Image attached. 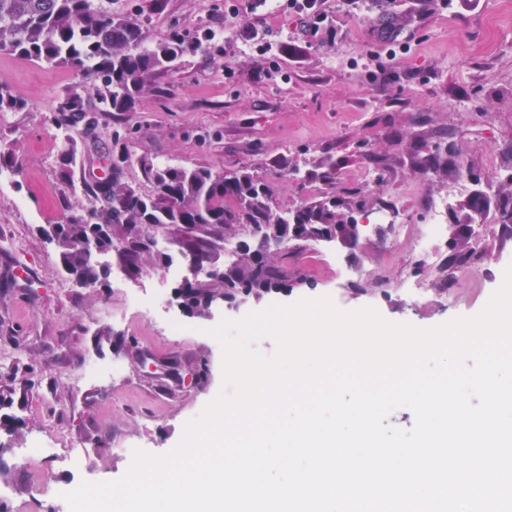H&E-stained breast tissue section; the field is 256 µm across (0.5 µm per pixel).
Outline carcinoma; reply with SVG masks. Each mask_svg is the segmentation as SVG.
Listing matches in <instances>:
<instances>
[{
    "label": "carcinoma",
    "instance_id": "carcinoma-1",
    "mask_svg": "<svg viewBox=\"0 0 512 512\" xmlns=\"http://www.w3.org/2000/svg\"><path fill=\"white\" fill-rule=\"evenodd\" d=\"M188 49L184 37L174 32L165 41L146 42L141 24L112 12L110 0H0V50L61 64L95 85L97 104L111 112H132L140 97L153 90V78ZM91 102L79 92L63 96L51 120L59 130L86 123L94 116ZM111 157L112 175L90 185V204L78 205L61 224L53 226L52 240L63 269L77 280L101 284L107 273L97 265L94 252L83 240L96 239V247L112 249L115 241L131 239L136 226L164 229L180 254L211 266L209 275L183 285V298L199 315L211 302L231 292L262 297L278 291L287 267L270 250L256 257L251 246L240 248L228 266L215 258L224 240L236 236L242 224H256L270 234L286 218L271 208L273 188L249 170L215 174L205 167L182 168L139 160L152 192L144 194L125 181L124 169L131 156L120 133L102 146ZM346 205L336 196L323 194L296 210L299 234L308 239L350 223L340 212ZM466 215L451 227L452 252L448 263L466 265L473 256L465 229L485 224L496 213L503 230L512 234V197L503 198L496 210L478 197L466 204ZM171 255L161 249L134 245L118 255L131 274L144 268L167 265Z\"/></svg>",
    "mask_w": 512,
    "mask_h": 512
}]
</instances>
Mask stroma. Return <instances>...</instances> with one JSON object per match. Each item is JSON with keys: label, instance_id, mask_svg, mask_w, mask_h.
Segmentation results:
<instances>
[{"label": "stroma", "instance_id": "35a3bbf8", "mask_svg": "<svg viewBox=\"0 0 512 512\" xmlns=\"http://www.w3.org/2000/svg\"><path fill=\"white\" fill-rule=\"evenodd\" d=\"M227 7L226 0H112L113 10L138 20L148 42L174 29L203 41L156 76L135 111L96 115L101 138L131 130L126 179L143 192L151 190L138 165L146 156L216 172L247 169L283 183L272 199L281 215L327 190L371 208L400 197L403 220L419 225L429 193L463 169L491 200L512 194V0H327L329 29L315 36L294 15L268 11L257 29L289 51L266 56L238 41L239 22L225 18ZM89 84L69 68L0 51V87L23 104L0 112V152L19 165L0 169V273L20 263L31 270L16 287L0 289V417L18 424L0 428V484L10 490L11 512H35L28 495L36 477L51 476L55 512H69L62 494L74 482L119 479L135 450L162 455L176 447L186 423L223 389L221 347L199 327L274 302L327 296L343 311L372 307L387 321L432 328L478 314L512 265V235L493 223L478 237L487 257L482 275L460 267L445 273L456 305L341 288L340 272L357 267L384 269L401 284L410 252L395 226L382 224L350 253L281 244L289 271L308 286L236 310L181 316L176 281L160 266L133 276L116 268L104 285L80 287L43 229L85 203V183L104 168L103 155L82 152L62 175V135L50 120L62 95ZM435 151L447 158V171L417 165ZM367 172L375 180L364 182ZM421 181L426 191L406 193ZM147 285L164 297L152 314L129 303ZM172 316L181 317L183 335L160 328ZM133 343L143 351L137 361L127 355ZM90 361L122 371L110 384L73 388L70 376ZM36 435L59 442L62 458L21 466L17 454Z\"/></svg>", "mask_w": 512, "mask_h": 512}]
</instances>
